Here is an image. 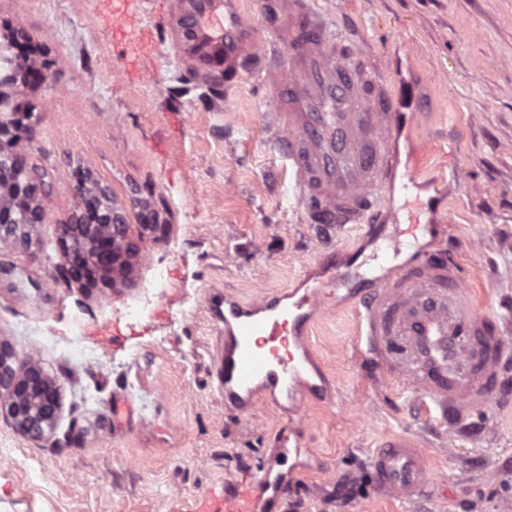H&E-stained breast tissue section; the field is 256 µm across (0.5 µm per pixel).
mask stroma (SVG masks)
<instances>
[{
    "label": "stroma",
    "mask_w": 512,
    "mask_h": 512,
    "mask_svg": "<svg viewBox=\"0 0 512 512\" xmlns=\"http://www.w3.org/2000/svg\"><path fill=\"white\" fill-rule=\"evenodd\" d=\"M326 21L367 44L394 93L419 107L393 150L421 182L423 224L448 230L481 311L512 322V0H317ZM178 0H0V39L25 33L49 63L17 85L33 109L28 163L45 220L0 242V341L61 386L53 434L34 442L0 418V512H193L264 467L288 496L271 512H512V359L500 396L459 431L359 345L345 298L312 315L306 345L321 391L258 389L250 413L224 405L213 375L224 327L216 290L250 302L315 285L333 250L366 246L353 224L311 223L295 202L265 74L232 90L191 71ZM137 53H127L133 40ZM98 178L145 232L130 269L91 290L67 281L57 224L77 169ZM125 400L132 416L112 412ZM414 438L431 481L411 507L380 491L378 443ZM287 438L305 452L282 454Z\"/></svg>",
    "instance_id": "obj_1"
}]
</instances>
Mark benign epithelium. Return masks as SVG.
<instances>
[{
  "mask_svg": "<svg viewBox=\"0 0 512 512\" xmlns=\"http://www.w3.org/2000/svg\"><path fill=\"white\" fill-rule=\"evenodd\" d=\"M20 68L15 44L0 43V241L25 238L42 223L45 201L38 177L21 175L27 163L23 143L32 140V113L18 112L11 89ZM76 206L57 225V241L65 258L62 273L70 282L92 288L123 272L138 247L131 239L125 214L106 187L78 170L73 186ZM61 410V388L43 367L29 359L19 362L15 351L0 342V417L20 435L43 440L55 429Z\"/></svg>",
  "mask_w": 512,
  "mask_h": 512,
  "instance_id": "benign-epithelium-1",
  "label": "benign epithelium"
}]
</instances>
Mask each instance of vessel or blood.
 Listing matches in <instances>:
<instances>
[{"mask_svg":"<svg viewBox=\"0 0 512 512\" xmlns=\"http://www.w3.org/2000/svg\"><path fill=\"white\" fill-rule=\"evenodd\" d=\"M182 15L196 14L200 47L184 42L193 71L219 70L225 88L240 79L247 59L267 72L269 107L283 133L297 200L323 224H369L384 192L418 185L414 169L399 170L390 142L407 114L381 81L363 46L331 29L314 0H276L264 27L242 13L240 0H180ZM431 224L394 223L379 232L384 254L364 263L328 264L323 287L264 295L243 305L215 293L213 316L224 325V355L214 386L224 402L249 412L257 388L292 397L311 363L304 339L311 307L323 288L346 293L362 318L361 342L375 355L391 341L405 349L396 370L408 388L449 420L491 399L512 356L496 316L477 312L455 261H436ZM371 469L375 485L411 505L429 481L413 440L382 442ZM272 488L267 470L248 482L225 485L195 512H261Z\"/></svg>","mask_w":512,"mask_h":512,"instance_id":"1","label":"vessel or blood"}]
</instances>
